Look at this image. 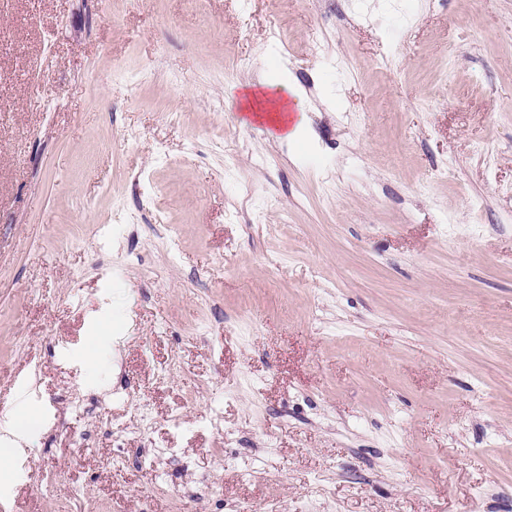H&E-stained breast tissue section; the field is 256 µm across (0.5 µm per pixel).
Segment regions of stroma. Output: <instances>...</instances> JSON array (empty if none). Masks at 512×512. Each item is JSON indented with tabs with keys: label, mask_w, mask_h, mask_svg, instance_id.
I'll use <instances>...</instances> for the list:
<instances>
[{
	"label": "stroma",
	"mask_w": 512,
	"mask_h": 512,
	"mask_svg": "<svg viewBox=\"0 0 512 512\" xmlns=\"http://www.w3.org/2000/svg\"><path fill=\"white\" fill-rule=\"evenodd\" d=\"M25 409L0 512H512V0H6Z\"/></svg>",
	"instance_id": "stroma-1"
}]
</instances>
